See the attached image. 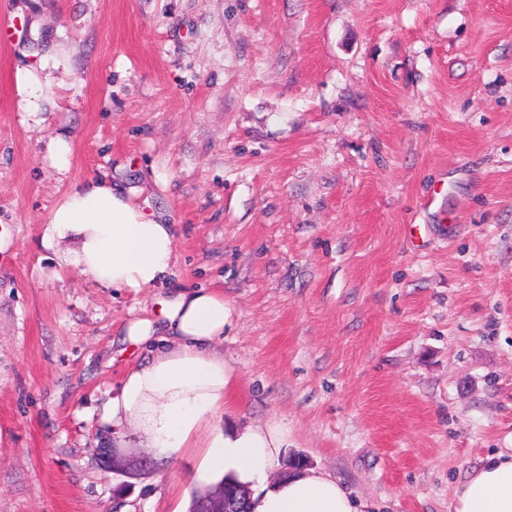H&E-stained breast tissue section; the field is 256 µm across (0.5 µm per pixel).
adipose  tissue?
Wrapping results in <instances>:
<instances>
[{
	"instance_id": "1",
	"label": "adipose tissue",
	"mask_w": 512,
	"mask_h": 512,
	"mask_svg": "<svg viewBox=\"0 0 512 512\" xmlns=\"http://www.w3.org/2000/svg\"><path fill=\"white\" fill-rule=\"evenodd\" d=\"M41 245L60 266L106 287L138 293L165 285L173 274L174 227L133 202L121 183L89 179L67 190L49 213ZM231 309L207 288H178L156 301L152 317L130 321L128 341L149 347L112 398L104 420L127 431L160 459L198 456L193 483L209 488L231 474L253 485L252 512H355L344 488L310 468L270 479L282 430L250 425L224 430L231 373L220 344ZM454 512H512V457L497 456L456 490Z\"/></svg>"
}]
</instances>
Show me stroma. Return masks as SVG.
<instances>
[{
    "instance_id": "1",
    "label": "stroma",
    "mask_w": 512,
    "mask_h": 512,
    "mask_svg": "<svg viewBox=\"0 0 512 512\" xmlns=\"http://www.w3.org/2000/svg\"><path fill=\"white\" fill-rule=\"evenodd\" d=\"M0 512H174L195 458L104 471L155 290L40 229L107 179L231 307L221 427L286 431L357 512H453L512 454V0H0ZM53 80L22 125L16 72ZM69 137L67 173L49 156ZM98 457L101 465L105 471L114 472L120 471L129 475H134L137 465L130 462L129 460H122L117 458L112 448H100L98 449Z\"/></svg>"
}]
</instances>
